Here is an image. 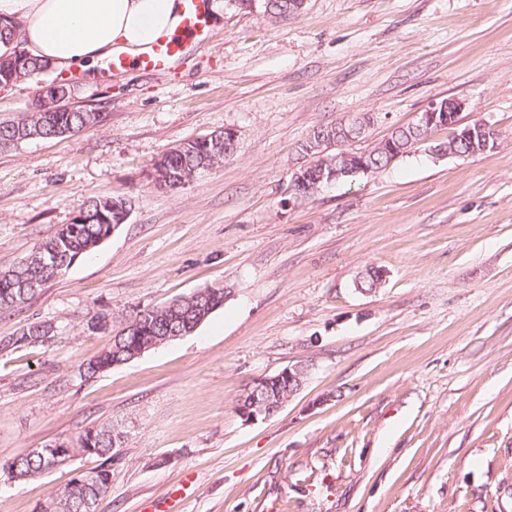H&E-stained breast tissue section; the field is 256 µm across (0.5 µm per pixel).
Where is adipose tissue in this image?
Wrapping results in <instances>:
<instances>
[{"mask_svg": "<svg viewBox=\"0 0 512 512\" xmlns=\"http://www.w3.org/2000/svg\"><path fill=\"white\" fill-rule=\"evenodd\" d=\"M182 0H0V20L18 24L23 49L65 68L147 52L180 24Z\"/></svg>", "mask_w": 512, "mask_h": 512, "instance_id": "1", "label": "adipose tissue"}]
</instances>
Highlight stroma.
<instances>
[{
    "instance_id": "stroma-1",
    "label": "stroma",
    "mask_w": 512,
    "mask_h": 512,
    "mask_svg": "<svg viewBox=\"0 0 512 512\" xmlns=\"http://www.w3.org/2000/svg\"><path fill=\"white\" fill-rule=\"evenodd\" d=\"M211 36L169 72L74 82L93 128L0 147V271L122 196L125 224L24 306L49 341L0 353V466L104 421L129 434L97 512H512V0H306L272 20L213 0ZM496 133L466 158L449 130L387 166L290 201L297 147L320 124L374 119L368 142L431 102ZM238 150L175 190L153 162L214 132ZM386 272L372 291L366 268ZM207 286L194 333L88 379L138 311ZM109 328L89 329L94 315ZM308 369L274 415L243 390ZM82 458L27 481L0 470V512H33ZM251 393H246V389L244 392L239 396L237 400V408L239 410L240 406L242 404H246ZM248 405L251 406H244L242 409L239 410L241 416L244 418L245 421L253 422L257 421L258 418H268L271 415H273V411L268 412L266 405L262 401H258L256 398L253 400L248 401Z\"/></svg>"
}]
</instances>
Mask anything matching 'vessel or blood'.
Segmentation results:
<instances>
[{"label": "vessel or blood", "instance_id": "b4317fda", "mask_svg": "<svg viewBox=\"0 0 512 512\" xmlns=\"http://www.w3.org/2000/svg\"><path fill=\"white\" fill-rule=\"evenodd\" d=\"M211 0H183V18L177 30L160 39L148 53L140 55L136 63L151 73L172 69L190 43H203L210 35Z\"/></svg>", "mask_w": 512, "mask_h": 512}]
</instances>
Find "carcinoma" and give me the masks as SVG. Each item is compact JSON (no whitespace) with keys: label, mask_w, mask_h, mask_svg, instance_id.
<instances>
[{"label":"carcinoma","mask_w":512,"mask_h":512,"mask_svg":"<svg viewBox=\"0 0 512 512\" xmlns=\"http://www.w3.org/2000/svg\"><path fill=\"white\" fill-rule=\"evenodd\" d=\"M45 62L27 57L19 62L18 52L0 56V85L24 82L40 75ZM102 122L98 112H45L41 101L37 100L32 109L18 119L0 121V143L17 144L29 138H57L61 130L73 134L94 127ZM341 122L315 127L309 139L299 146L302 154H307L311 141L323 138L331 141L336 138ZM428 136L410 125L395 129L390 136L392 149L372 145L370 162L372 172H377L397 158L409 153L418 141ZM204 143L198 139L188 140L169 151L170 166L180 180L188 181L203 170L202 164L214 166L224 161V156L203 155ZM112 196H97L86 201L79 213L85 215L81 224H64L53 236L41 241L26 257L7 272L0 273V311L20 306L34 297L49 281L61 276L69 268L72 259L90 253L102 240V224L99 214L111 216L109 207ZM224 303V289L216 287L200 288L186 297H181L168 305L141 311L120 330L115 332L108 345L91 359L84 368V375L92 378L99 373L133 360L135 354L150 350L171 341L174 335L191 334L198 323L208 317ZM55 332V324L49 320L35 321L17 330L11 336L0 337V351L14 350L25 345L43 343ZM288 398V386L272 385L265 388L263 401L270 407L279 404L280 399ZM126 434L122 425L112 421L90 427L83 432L66 438L71 449V458L86 454L94 449L93 456L99 464L85 473L78 484H66L50 493L36 505V512H97L101 498L109 489L113 461L119 457V450L125 447L120 435ZM19 466L14 478L22 481L51 470L48 457L31 450L16 456Z\"/></svg>","instance_id":"obj_1"}]
</instances>
